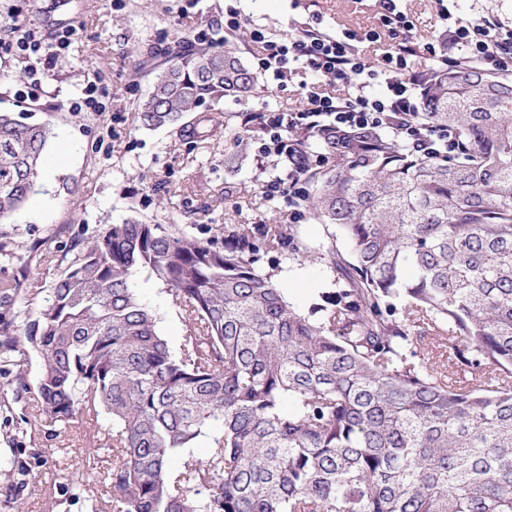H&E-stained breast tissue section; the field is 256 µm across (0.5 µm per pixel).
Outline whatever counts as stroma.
Here are the masks:
<instances>
[{
  "label": "stroma",
  "instance_id": "stroma-1",
  "mask_svg": "<svg viewBox=\"0 0 512 512\" xmlns=\"http://www.w3.org/2000/svg\"><path fill=\"white\" fill-rule=\"evenodd\" d=\"M452 19L467 23L492 15L512 27V0H401L400 10L415 25L418 42L434 41L442 24L440 5ZM237 12L241 19V56L257 70L247 36L254 26L268 27L285 41L303 23L331 32L348 31L363 39L368 55L394 49L396 42L381 22L380 0H0V24L18 20L46 32L70 26L78 34L66 55L49 71L44 93L35 103L15 96L13 73L24 65L0 59V111L20 113L36 123L49 124L50 145L67 142L74 155L56 173L50 186L39 187L46 203L38 212L23 209L0 222V280L24 275L28 284L48 286L66 270L75 244L135 216L158 224H178L188 233L227 224H267L278 220L295 224L305 244L330 243L331 225L309 211H296L284 198L268 199L262 185L273 175L272 163L258 164L248 156L235 171L224 167V142L194 144L175 129H141L140 100L150 79L138 68L140 59L164 60L174 40H187L199 29L206 41L224 44V18ZM104 91L106 112L67 111L65 103L89 80ZM310 70L298 69L295 80L278 86L272 76L259 73L258 88L243 101L225 97L207 103L215 117L227 112H260L273 105L288 110L299 105L300 82H313ZM232 196H225V186ZM276 280L290 303L300 311L322 303V295L336 286L331 265L310 262L300 255L276 256ZM140 295L159 316V328L172 347H179L187 327L164 290L140 282ZM26 378L17 384L0 372V461L14 459L19 473L0 472V512H113L94 472L110 469L112 455L92 447L108 440L112 420L100 415L98 432L81 421L55 430L37 404L40 371L37 356L24 362Z\"/></svg>",
  "mask_w": 512,
  "mask_h": 512
}]
</instances>
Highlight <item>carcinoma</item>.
<instances>
[{
	"label": "carcinoma",
	"mask_w": 512,
	"mask_h": 512,
	"mask_svg": "<svg viewBox=\"0 0 512 512\" xmlns=\"http://www.w3.org/2000/svg\"><path fill=\"white\" fill-rule=\"evenodd\" d=\"M139 69L152 80L142 128L222 131L228 169L271 121L199 111L256 89L233 40L180 41L164 67ZM419 83V120L461 144L449 156L371 127L292 132L314 186L303 204L345 254L302 244L293 224L205 237L132 217L47 288L0 281V361L39 357L50 422L112 416L99 482L115 512H512V76L462 61ZM50 136L0 112V220L36 191ZM285 246L336 268L339 288L306 314L258 269ZM137 277L188 322L178 350ZM201 439L207 460L173 473Z\"/></svg>",
	"instance_id": "cac0c4a2"
}]
</instances>
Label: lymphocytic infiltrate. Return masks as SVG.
Masks as SVG:
<instances>
[{
    "label": "lymphocytic infiltrate",
    "instance_id": "f902f5d3",
    "mask_svg": "<svg viewBox=\"0 0 512 512\" xmlns=\"http://www.w3.org/2000/svg\"><path fill=\"white\" fill-rule=\"evenodd\" d=\"M382 3V22L393 38L398 39L399 46L375 63L365 61L356 51L349 34H334L307 25L284 44L267 36L262 29L252 30L253 41L260 46L258 64L273 78L287 81L293 65L300 64L346 88L340 97L309 88L302 97V110L276 113L262 143V157L290 150L293 129L317 124L324 118L339 127L387 128L428 158L452 149L453 138L449 131L425 134L414 120L418 81L408 73V59L420 49L412 41L413 25L399 10L398 0H382ZM73 34V29L67 28L46 35L37 28L14 23L8 34L0 37V56L15 57L28 65L30 78L23 92L25 99L32 102L40 99L43 87L39 72L55 66L69 48ZM423 50L434 68L450 66L463 57L476 64L505 70L512 66V28H505L493 17L483 16L453 31L447 48L439 49L430 43Z\"/></svg>",
    "mask_w": 512,
    "mask_h": 512
}]
</instances>
